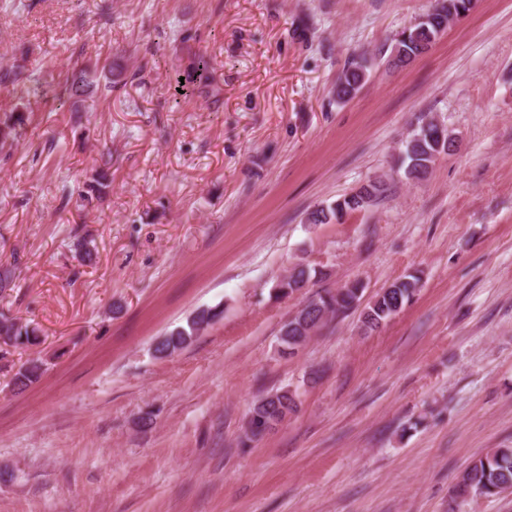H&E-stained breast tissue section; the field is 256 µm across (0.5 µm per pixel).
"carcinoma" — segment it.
I'll return each mask as SVG.
<instances>
[{
	"mask_svg": "<svg viewBox=\"0 0 512 512\" xmlns=\"http://www.w3.org/2000/svg\"><path fill=\"white\" fill-rule=\"evenodd\" d=\"M472 7L473 0H434L427 13L398 33L392 53L401 63L413 60L448 30L449 18L460 20L467 16ZM369 69L370 61L367 57H351L336 79L333 90L336 102L345 103L354 98L368 79ZM93 87L94 81L83 73L65 82L61 94L54 93L51 99L56 101L65 96L78 102ZM451 146L452 140L445 129L429 120L419 122L407 137L402 151L401 168L404 169L405 177L411 180L425 177L436 157ZM109 187L107 174L101 172L86 183L84 193L90 197L101 196ZM384 191L382 182L373 181L334 205L313 212L312 223L327 224L333 219H341L348 212L362 210ZM311 278V269L299 264L279 281L276 289L280 294L290 296L306 287ZM419 282L418 275L410 274L379 292L365 308L364 325L372 330L397 314L413 300ZM363 290L361 282L353 281L334 292L321 294L308 301L304 308L280 328V342L284 350L290 355L294 354L328 319L355 308L362 298ZM215 317L216 313L210 309L195 312L187 319L186 326L163 336L155 351L162 355H172L184 349ZM0 336L8 337L11 346L16 349H25L40 342L36 327L2 310ZM44 372L45 362L41 358H29L11 378V384L13 388L23 390L37 382ZM296 409V394L288 389L276 390L258 399L249 412L252 416L251 425L247 428L243 443L262 436ZM509 490H512V447L493 448L462 471L448 510L452 512L459 499L493 497Z\"/></svg>",
	"mask_w": 512,
	"mask_h": 512,
	"instance_id": "carcinoma-1",
	"label": "carcinoma"
}]
</instances>
